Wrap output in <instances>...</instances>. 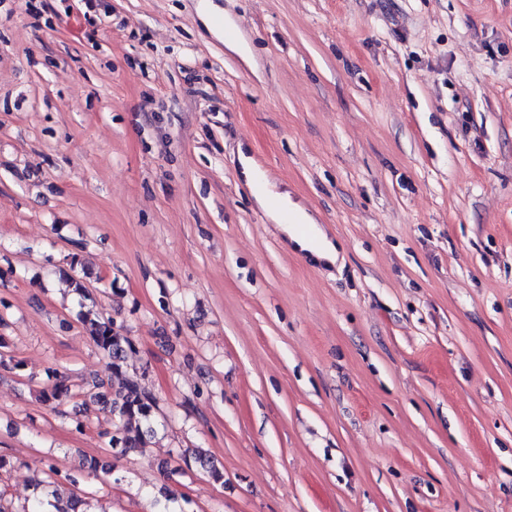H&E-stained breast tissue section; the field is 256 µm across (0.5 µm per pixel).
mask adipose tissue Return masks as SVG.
I'll list each match as a JSON object with an SVG mask.
<instances>
[{"label": "adipose tissue", "mask_w": 512, "mask_h": 512, "mask_svg": "<svg viewBox=\"0 0 512 512\" xmlns=\"http://www.w3.org/2000/svg\"><path fill=\"white\" fill-rule=\"evenodd\" d=\"M255 201L278 225L282 235L292 242L296 249L322 260L335 261L337 254L335 244L327 238L317 224L313 223L302 208L289 200L287 194L268 188L256 194Z\"/></svg>", "instance_id": "1"}]
</instances>
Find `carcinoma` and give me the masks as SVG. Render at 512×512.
<instances>
[{"label": "carcinoma", "mask_w": 512, "mask_h": 512, "mask_svg": "<svg viewBox=\"0 0 512 512\" xmlns=\"http://www.w3.org/2000/svg\"><path fill=\"white\" fill-rule=\"evenodd\" d=\"M89 325L90 338L96 349L109 360L113 373L122 374L127 351L132 346L131 339L122 335L119 327L112 320L91 319ZM50 377L51 383L41 391V399L46 403H57L64 394L68 393V387L65 379L56 371H51ZM79 398L85 411L107 409L114 418L112 429H105L100 433L110 448L134 451L145 447L155 433V399L134 377H125L116 385L98 382L91 389L80 393ZM181 459L185 463L192 461L200 465L217 481L223 477L214 460L201 448L184 449ZM44 474L50 484H56L60 480H65L71 485L79 484L80 475L71 472L64 474L51 463L47 465ZM0 512H42V510L41 503L37 500L17 508L6 497V492L0 490Z\"/></svg>", "instance_id": "carcinoma-1"}]
</instances>
